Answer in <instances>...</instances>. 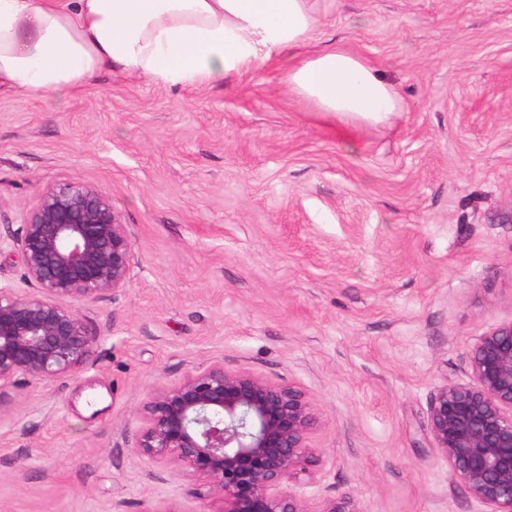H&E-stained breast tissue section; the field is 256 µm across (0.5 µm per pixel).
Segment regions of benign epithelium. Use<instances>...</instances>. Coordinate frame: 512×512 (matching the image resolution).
I'll return each instance as SVG.
<instances>
[{"instance_id": "7a95c632", "label": "benign epithelium", "mask_w": 512, "mask_h": 512, "mask_svg": "<svg viewBox=\"0 0 512 512\" xmlns=\"http://www.w3.org/2000/svg\"><path fill=\"white\" fill-rule=\"evenodd\" d=\"M21 253L32 291L0 286V388L19 374L54 382L91 356L97 337L78 304L130 278L133 249L110 199L79 181L50 184L20 232L0 245ZM469 382H445L429 400L428 432L453 476L482 506L512 512V320L471 345ZM318 425L298 386L215 362L159 387L139 408L134 454L193 482L183 493L220 499L221 512H357L348 494L308 493L325 463Z\"/></svg>"}]
</instances>
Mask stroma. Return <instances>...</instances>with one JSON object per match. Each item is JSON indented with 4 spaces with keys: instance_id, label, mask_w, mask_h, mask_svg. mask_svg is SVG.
<instances>
[{
    "instance_id": "1",
    "label": "stroma",
    "mask_w": 512,
    "mask_h": 512,
    "mask_svg": "<svg viewBox=\"0 0 512 512\" xmlns=\"http://www.w3.org/2000/svg\"><path fill=\"white\" fill-rule=\"evenodd\" d=\"M317 46L403 102L338 126L266 67L214 88L121 72L0 93V225L79 181L126 224V288L80 306L71 376L0 388V512H220L148 478L140 402L213 362L312 398L320 488L357 512H480L427 433L436 386L512 319V0H315Z\"/></svg>"
}]
</instances>
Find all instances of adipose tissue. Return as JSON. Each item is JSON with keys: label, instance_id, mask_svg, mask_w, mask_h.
Instances as JSON below:
<instances>
[{"label": "adipose tissue", "instance_id": "adipose-tissue-1", "mask_svg": "<svg viewBox=\"0 0 512 512\" xmlns=\"http://www.w3.org/2000/svg\"><path fill=\"white\" fill-rule=\"evenodd\" d=\"M312 0H0V93L63 98L121 68L162 87H212L276 64L282 82L343 125L401 109L362 56L313 45Z\"/></svg>", "mask_w": 512, "mask_h": 512}]
</instances>
